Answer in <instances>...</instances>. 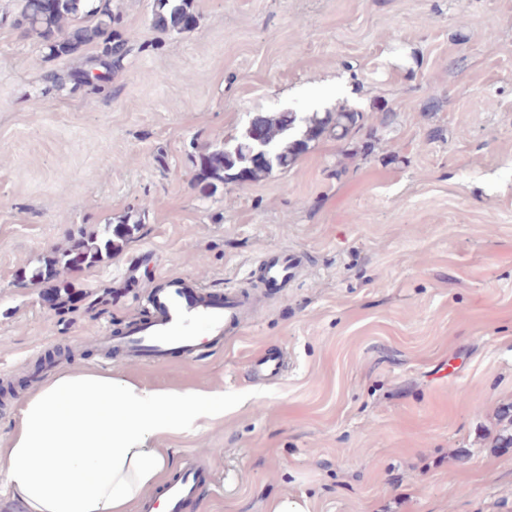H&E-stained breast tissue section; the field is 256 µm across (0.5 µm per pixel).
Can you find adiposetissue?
<instances>
[{
    "instance_id": "1",
    "label": "adipose tissue",
    "mask_w": 512,
    "mask_h": 512,
    "mask_svg": "<svg viewBox=\"0 0 512 512\" xmlns=\"http://www.w3.org/2000/svg\"><path fill=\"white\" fill-rule=\"evenodd\" d=\"M223 400L120 376L67 372L24 398L0 486L28 512H128L170 467L154 443L196 433Z\"/></svg>"
}]
</instances>
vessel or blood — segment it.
<instances>
[{
  "mask_svg": "<svg viewBox=\"0 0 512 512\" xmlns=\"http://www.w3.org/2000/svg\"><path fill=\"white\" fill-rule=\"evenodd\" d=\"M302 264V255L287 248L260 257L255 270L260 292L256 295L216 286L207 288L196 279L182 276L147 288L142 302L144 315L130 319L117 332L103 328L95 337L100 361L105 366L116 361L157 364L174 358L197 362L207 352L223 347L232 332L254 318L259 297L286 294ZM253 371L261 380H278L284 371L282 354L260 357ZM214 485L212 469L192 462L145 496L139 508L141 512H184L189 501Z\"/></svg>",
  "mask_w": 512,
  "mask_h": 512,
  "instance_id": "b4317fda",
  "label": "vessel or blood"
}]
</instances>
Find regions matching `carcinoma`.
I'll use <instances>...</instances> for the list:
<instances>
[{"mask_svg":"<svg viewBox=\"0 0 512 512\" xmlns=\"http://www.w3.org/2000/svg\"><path fill=\"white\" fill-rule=\"evenodd\" d=\"M197 22L193 0H154L152 25L156 29L184 33ZM120 23L109 0H24L20 14V25L37 34L48 55L68 56L84 44L99 42L103 64L114 69L127 53ZM364 128V112L345 106L327 112L260 113L241 135L195 156L197 178L202 189L212 193L228 184L244 191L275 171L292 168L310 143L324 138L346 141ZM136 230L137 225L124 221L107 224L101 233L75 243L62 257L48 260L34 277L52 282L63 270L91 267L103 255L120 250Z\"/></svg>","mask_w":512,"mask_h":512,"instance_id":"carcinoma-1","label":"carcinoma"}]
</instances>
